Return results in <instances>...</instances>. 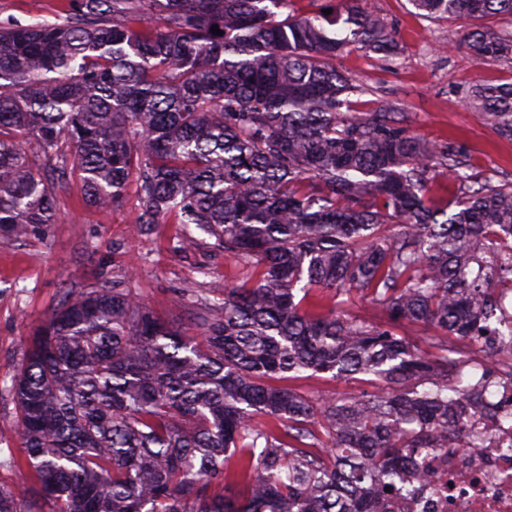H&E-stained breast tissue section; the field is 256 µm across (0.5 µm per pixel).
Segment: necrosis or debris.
I'll return each instance as SVG.
<instances>
[{"label":"necrosis or debris","mask_w":512,"mask_h":512,"mask_svg":"<svg viewBox=\"0 0 512 512\" xmlns=\"http://www.w3.org/2000/svg\"><path fill=\"white\" fill-rule=\"evenodd\" d=\"M487 412L467 418L456 448H427L424 481L389 497L390 512H512V376L494 373Z\"/></svg>","instance_id":"necrosis-or-debris-1"}]
</instances>
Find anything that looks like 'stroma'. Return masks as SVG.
<instances>
[{"mask_svg":"<svg viewBox=\"0 0 512 512\" xmlns=\"http://www.w3.org/2000/svg\"><path fill=\"white\" fill-rule=\"evenodd\" d=\"M395 30L399 56L385 62L357 49L340 60L349 76L366 89L363 111L383 103L403 112L406 126L420 138L446 141L466 154L476 172L495 180H512V141L499 138L469 109L465 97L475 84L512 80V67L500 62L479 64L458 45L462 22L417 18L408 0H367ZM64 0H0V21L30 25L56 21ZM59 223L26 238L0 235V488L29 487L25 472L10 463L18 447L10 442L18 425L8 391L23 359L25 342L70 288H83L133 271V287L155 311L173 314L187 332H195L193 313L203 289L232 278L233 265L222 251L177 248L181 227L159 225L153 234L135 237L131 228L136 199L124 206L91 210L79 190L60 195ZM183 296L184 307L171 300ZM301 393L356 395L361 380H339L300 373L287 381Z\"/></svg>","mask_w":512,"mask_h":512,"instance_id":"1","label":"stroma"}]
</instances>
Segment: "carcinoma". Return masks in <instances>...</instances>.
Wrapping results in <instances>:
<instances>
[{"label":"carcinoma","mask_w":512,"mask_h":512,"mask_svg":"<svg viewBox=\"0 0 512 512\" xmlns=\"http://www.w3.org/2000/svg\"><path fill=\"white\" fill-rule=\"evenodd\" d=\"M339 2L67 0L59 22L0 25V231L59 223L74 186L94 210L132 191L133 235L172 220L178 248L204 234L236 268L193 336L128 274L66 291L9 388L13 463L39 499L0 488V512H379L421 451L459 440L460 401L483 407L457 343L496 323L480 268L512 233V181L391 105L359 109L337 57L389 60L398 41L365 0ZM409 3L470 20L471 56L512 64V0ZM466 106L512 140V80ZM437 173L458 184L451 204L429 195ZM353 296L388 321L347 312ZM402 322L430 330L428 349ZM303 371L375 390L282 385Z\"/></svg>","instance_id":"carcinoma-1"}]
</instances>
